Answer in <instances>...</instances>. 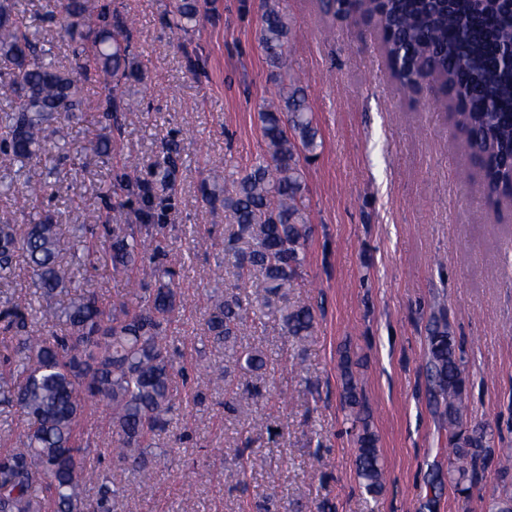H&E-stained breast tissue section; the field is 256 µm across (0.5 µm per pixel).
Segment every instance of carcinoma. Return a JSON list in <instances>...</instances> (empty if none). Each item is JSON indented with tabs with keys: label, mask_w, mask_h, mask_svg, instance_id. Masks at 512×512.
Instances as JSON below:
<instances>
[{
	"label": "carcinoma",
	"mask_w": 512,
	"mask_h": 512,
	"mask_svg": "<svg viewBox=\"0 0 512 512\" xmlns=\"http://www.w3.org/2000/svg\"><path fill=\"white\" fill-rule=\"evenodd\" d=\"M63 18L64 33L76 43L74 62L63 66L51 51L37 47L33 35L0 3V96L19 105L0 111V151L25 167L46 150V132L68 122L88 103L85 82L108 91L107 112L121 110L129 79L126 20L90 0H52ZM326 14L361 23L369 20L381 34L389 68L407 93L434 83L437 93L456 106L457 123L471 155L483 172L488 198L512 202V66L503 53L512 47V10L500 0H322ZM197 0H177L168 23L179 31L198 20ZM288 18L278 0H262L259 40L267 58L288 66L285 48L292 40ZM266 157L251 165L224 192V213L234 231L224 239L236 281L253 289L262 314L280 322L284 334L304 344L313 339L315 315L288 302V291L306 258L312 233L304 204L301 159L322 146L305 88L295 79L277 102L259 108ZM14 177L0 176V191L20 211L35 210L48 188L37 183L23 194L12 191ZM112 224L106 257L115 272L144 270L147 246L165 257L149 223ZM101 239L88 224L71 233L47 221L0 224V275L12 272L23 256L34 277L38 305L25 300L0 301V334L9 339L5 361L10 375L0 377V404L17 406L27 427L10 448H0V512H112L125 487L111 486L110 472L133 475L153 468L165 451L158 440L169 426L176 404L173 377L175 337L167 327L180 306V294L165 278L169 268L156 266L158 286L135 306L107 305L80 269L100 252ZM246 307L233 288L210 297L206 339L231 352L240 369L259 372L265 354L242 347L240 326ZM55 329L31 334L32 324ZM426 379L436 410L448 422L453 459L448 482L468 492L483 478L487 431L468 427L464 356L448 325L433 321L427 336ZM356 363L344 352L340 363L342 409L358 449L356 477L370 495L385 486L384 464L366 414ZM102 407L111 431L106 448L82 446L75 426L86 404ZM108 466H102V461Z\"/></svg>",
	"instance_id": "carcinoma-1"
}]
</instances>
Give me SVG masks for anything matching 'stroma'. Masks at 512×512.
Wrapping results in <instances>:
<instances>
[{
  "instance_id": "1",
  "label": "stroma",
  "mask_w": 512,
  "mask_h": 512,
  "mask_svg": "<svg viewBox=\"0 0 512 512\" xmlns=\"http://www.w3.org/2000/svg\"><path fill=\"white\" fill-rule=\"evenodd\" d=\"M107 2L130 23L134 109L110 131L95 108L62 129L60 180L36 216L67 227L108 209L114 223L135 224L149 207L175 270L179 415L159 439L167 456L146 485L128 482L116 512H240L264 502L318 512L324 501L332 512H491L495 499L512 497V473L492 466L469 493L449 488L448 425L425 378L427 325L440 312L464 352L469 420L491 431L495 455H512V204L488 199L451 102L427 88L406 93L372 24L332 18L320 0H281L293 31L286 54L322 142L303 164L312 235L289 294L313 309L315 333L300 350L273 318L250 316L242 341L265 351L270 369L249 377L258 396L228 409L225 389L240 374L213 379L229 358L201 348L207 298L234 282L228 221L223 196L206 199L201 186L217 173L232 181L266 152L259 106L283 84L259 42V0H200L197 26L178 41L167 26L176 0ZM19 9L44 47L71 56L48 0H19ZM105 134L111 157L87 152ZM130 160L150 185L172 163L170 188L143 204L118 181ZM84 273L109 302L136 301L154 285L101 261ZM345 352L359 362L386 469L376 497L358 483L344 424ZM261 418L276 435L253 431ZM250 457L264 468L240 475Z\"/></svg>"
}]
</instances>
